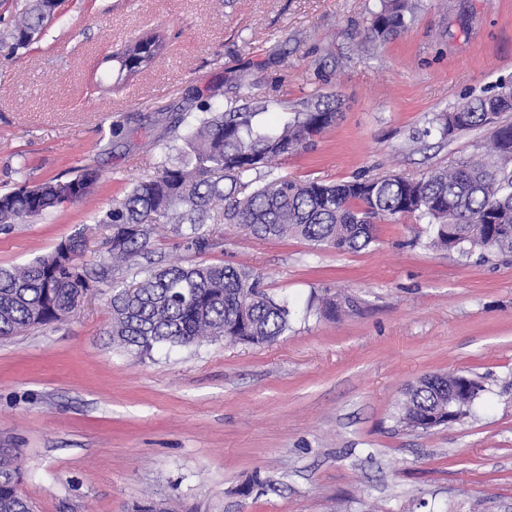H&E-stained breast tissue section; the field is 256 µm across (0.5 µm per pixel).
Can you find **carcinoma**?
Returning a JSON list of instances; mask_svg holds the SVG:
<instances>
[{"label":"carcinoma","mask_w":512,"mask_h":512,"mask_svg":"<svg viewBox=\"0 0 512 512\" xmlns=\"http://www.w3.org/2000/svg\"><path fill=\"white\" fill-rule=\"evenodd\" d=\"M416 4L412 0H379L372 12L367 41H385L407 30ZM47 26L43 0H26L12 33L15 48L25 36H40ZM112 60L117 80L152 69L164 56L166 35L158 31L134 38ZM290 107L247 93L222 109L202 104V116L178 122L173 139L177 156H168L155 174L134 183L125 195L93 216L112 229L111 265L92 274L81 261L80 240L62 243L70 259L61 262L59 249L23 267L0 268V337L64 322L79 298V289L104 283L112 266L127 264L146 250L161 218L188 238L198 251L209 246L204 226L223 206L226 224H244L263 237H296L317 247L361 251L376 238L375 221L416 217L433 226L430 244L443 249L512 252V123L499 122L512 112V96L494 94L469 101L439 118L442 136L495 125L485 162L474 158L433 170L418 179L398 175L354 178L340 182L299 181L277 176L272 163L308 146L332 126L340 102L334 94L304 98L293 117L266 132L254 130L255 118L274 106ZM265 171V183L238 197L237 187L251 173ZM101 174L86 166L65 183H25L0 192V225L24 223L87 198ZM137 289L133 296L127 288ZM291 309L286 300L268 295L252 270L224 263L195 262L147 271L136 283L112 282V336L121 344L148 353L159 345L189 346L208 338L265 344L288 331ZM483 385L472 380L462 402L448 414V397L414 384L405 393L399 418L408 428L428 430L466 414ZM21 472L10 455L0 457V512H29L19 492Z\"/></svg>","instance_id":"obj_1"}]
</instances>
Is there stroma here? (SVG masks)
<instances>
[{"label":"stroma","mask_w":512,"mask_h":512,"mask_svg":"<svg viewBox=\"0 0 512 512\" xmlns=\"http://www.w3.org/2000/svg\"><path fill=\"white\" fill-rule=\"evenodd\" d=\"M377 0H64L40 39L0 47V191L103 174L86 200L0 227V268L72 236L89 270L112 231L90 221L154 174L166 127L197 101L335 93V125L276 160L291 179L417 178L481 157L492 129L441 138L434 118L512 84V0H418L410 28L367 44ZM164 29L167 55L104 96L97 62ZM199 252L161 225L113 269L243 264L288 300L264 345L113 341L112 290L97 284L60 325L0 338V448L16 449L33 512H512V254L431 247L426 224L377 223L358 252L316 250L208 224ZM356 298L337 317L325 299ZM462 372L486 390L460 421L410 431L405 389Z\"/></svg>","instance_id":"35a3bbf8"}]
</instances>
